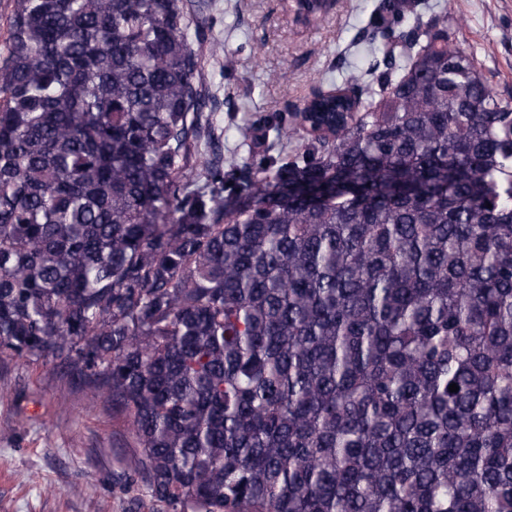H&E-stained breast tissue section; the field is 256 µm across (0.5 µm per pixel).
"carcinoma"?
I'll list each match as a JSON object with an SVG mask.
<instances>
[{
    "mask_svg": "<svg viewBox=\"0 0 512 512\" xmlns=\"http://www.w3.org/2000/svg\"><path fill=\"white\" fill-rule=\"evenodd\" d=\"M403 7L379 92H313L253 176L179 0H17L0 357L112 401L172 512H512V105Z\"/></svg>",
    "mask_w": 512,
    "mask_h": 512,
    "instance_id": "carcinoma-1",
    "label": "carcinoma"
}]
</instances>
